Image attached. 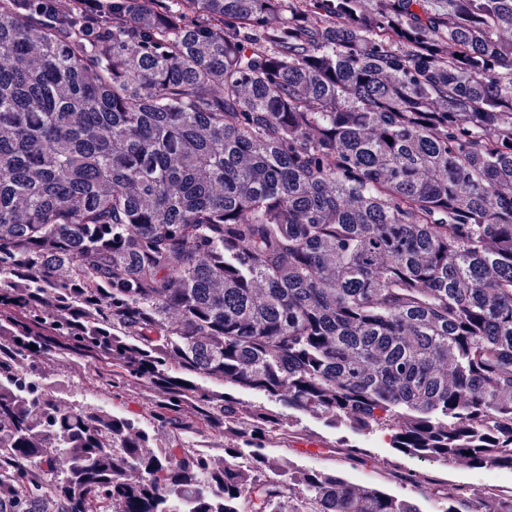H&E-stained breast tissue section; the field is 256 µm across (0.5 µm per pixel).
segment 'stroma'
Segmentation results:
<instances>
[{"mask_svg": "<svg viewBox=\"0 0 512 512\" xmlns=\"http://www.w3.org/2000/svg\"><path fill=\"white\" fill-rule=\"evenodd\" d=\"M83 359L70 357L58 360L54 365L55 380L65 382L70 403L99 407L106 410L116 408L144 413L145 397L139 386H130L123 401H115L106 386L95 384L82 377ZM303 438L291 443L288 460L299 469H336L342 471L352 483L382 486L389 493L419 501L423 512H439L436 500L421 493L418 487L391 481V470L400 469L429 473L443 479L450 485H466L482 491L487 484L512 488V470H481L456 463H444L429 458L403 456L389 445V440L380 432L356 434L347 427L328 428L308 414L298 415L296 420ZM351 440L366 451L364 463L350 466L340 461L333 445L342 440Z\"/></svg>", "mask_w": 512, "mask_h": 512, "instance_id": "stroma-1", "label": "stroma"}]
</instances>
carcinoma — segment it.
<instances>
[{"instance_id": "1", "label": "carcinoma", "mask_w": 512, "mask_h": 512, "mask_svg": "<svg viewBox=\"0 0 512 512\" xmlns=\"http://www.w3.org/2000/svg\"><path fill=\"white\" fill-rule=\"evenodd\" d=\"M153 2L0 0V512H421L241 389L512 470V0ZM65 355L156 429L29 384Z\"/></svg>"}]
</instances>
